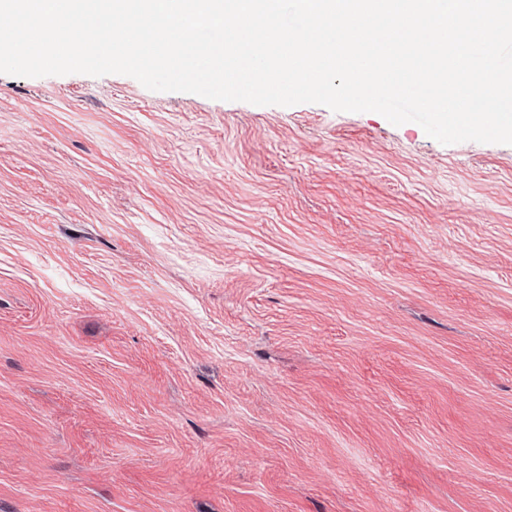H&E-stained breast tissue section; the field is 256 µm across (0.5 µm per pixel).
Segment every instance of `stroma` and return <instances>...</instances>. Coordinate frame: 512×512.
<instances>
[{"label": "stroma", "instance_id": "1", "mask_svg": "<svg viewBox=\"0 0 512 512\" xmlns=\"http://www.w3.org/2000/svg\"><path fill=\"white\" fill-rule=\"evenodd\" d=\"M0 512H512V145L0 73Z\"/></svg>", "mask_w": 512, "mask_h": 512}]
</instances>
